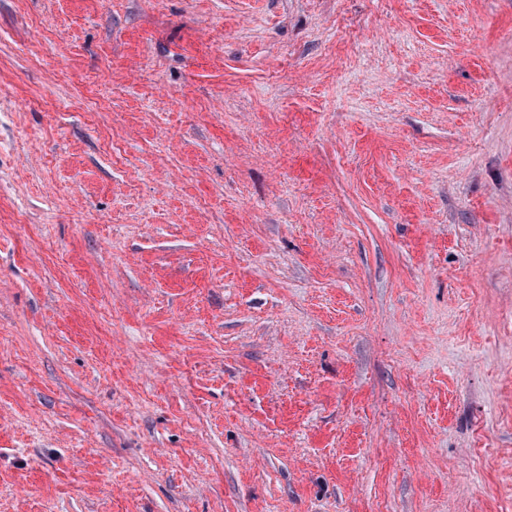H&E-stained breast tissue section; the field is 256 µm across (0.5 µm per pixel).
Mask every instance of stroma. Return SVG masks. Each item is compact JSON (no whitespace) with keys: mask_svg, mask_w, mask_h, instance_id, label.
Listing matches in <instances>:
<instances>
[{"mask_svg":"<svg viewBox=\"0 0 512 512\" xmlns=\"http://www.w3.org/2000/svg\"><path fill=\"white\" fill-rule=\"evenodd\" d=\"M0 512H512V0H0Z\"/></svg>","mask_w":512,"mask_h":512,"instance_id":"35a3bbf8","label":"stroma"}]
</instances>
